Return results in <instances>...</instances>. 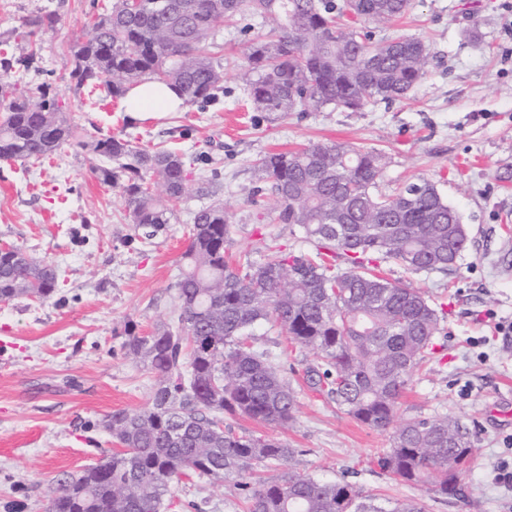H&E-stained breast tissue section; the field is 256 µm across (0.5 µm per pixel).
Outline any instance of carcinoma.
<instances>
[{
	"label": "carcinoma",
	"mask_w": 512,
	"mask_h": 512,
	"mask_svg": "<svg viewBox=\"0 0 512 512\" xmlns=\"http://www.w3.org/2000/svg\"><path fill=\"white\" fill-rule=\"evenodd\" d=\"M411 0H111L84 40L71 47L72 77L88 93L120 98L144 80L175 87L203 107L224 92V64L212 49L224 21L247 36L238 74L255 111L279 117L326 108L362 111L399 100L431 72L434 56L418 37L376 40ZM52 14L25 19L27 36L55 24ZM38 55L3 56L0 161L38 165L75 138L46 81L28 80ZM93 153L96 179L121 186L138 238L164 232L191 172L167 148L147 149L127 134L79 142ZM388 165L375 149L346 142L267 152L253 168L274 201L275 223L314 244L294 252L259 239L250 256L229 254L227 204L215 177L198 179L189 244L176 282L174 324L148 336L128 326L123 349L155 376L150 405L116 410L100 422L122 448L77 476L59 480L48 512H162L184 478L222 483L256 466L288 468L274 480L237 483L248 512H422L413 500L375 502L347 482H325L294 468L297 449L270 435L236 433L224 415L282 426L296 409L294 390L254 345L253 329L278 327L316 363L310 388L377 431L393 448L376 463L404 481L462 498L470 429L447 414L396 422L399 399L429 360L440 330L438 306L410 283L384 276L383 262L411 273L454 269L468 235L458 211L428 181L375 192ZM57 267L14 244L0 246V302L50 298Z\"/></svg>",
	"instance_id": "cac0c4a2"
}]
</instances>
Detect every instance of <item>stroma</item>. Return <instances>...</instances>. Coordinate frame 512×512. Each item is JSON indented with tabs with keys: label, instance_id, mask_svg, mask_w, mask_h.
<instances>
[{
	"label": "stroma",
	"instance_id": "1",
	"mask_svg": "<svg viewBox=\"0 0 512 512\" xmlns=\"http://www.w3.org/2000/svg\"><path fill=\"white\" fill-rule=\"evenodd\" d=\"M92 0H0V41L14 55L28 51L24 19L55 13L38 35L39 64L52 92L79 132L129 134L144 146L190 154L211 150L219 159L220 198L231 207L234 252L251 250L257 221L250 200L262 183L253 160L270 150L340 141L386 153L379 189L391 193L418 179L438 187L462 216L470 244L448 273H407L402 279L443 303L441 331L423 371L399 401L400 417L452 415L471 432L473 456L460 477L465 497L447 498L381 470L374 455L388 434L339 411L308 388L312 353L293 348L278 328L255 331L297 396L284 427L225 416L237 433L278 437L298 449L300 470L324 481L345 480L362 492L417 501L423 512H512V487L497 479L512 463V335L488 318L512 322V12L504 0H413L406 15L378 31L381 39L412 35L434 55L427 79L403 100L362 112H291L273 120L255 112L237 74L243 38L225 29L224 94L219 103L185 107L160 119L129 122L120 99L89 104L76 87L71 47L93 13ZM92 159L70 145L38 168L0 162V245L13 243L57 266L64 282L50 299L0 302V505L46 512L63 474L77 475L117 449L99 421L117 409L150 403L154 375L125 356L128 327L146 336L173 318L177 269L189 241L188 194L178 221L151 240L138 239L120 187L101 185ZM177 502L195 500L200 512H245L234 480L224 485L185 480Z\"/></svg>",
	"mask_w": 512,
	"mask_h": 512
}]
</instances>
